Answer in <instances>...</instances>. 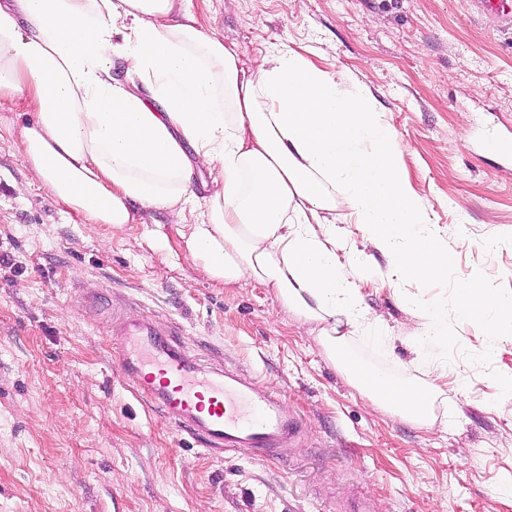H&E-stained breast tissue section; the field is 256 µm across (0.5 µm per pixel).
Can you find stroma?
I'll return each mask as SVG.
<instances>
[{
  "label": "stroma",
  "instance_id": "obj_1",
  "mask_svg": "<svg viewBox=\"0 0 512 512\" xmlns=\"http://www.w3.org/2000/svg\"><path fill=\"white\" fill-rule=\"evenodd\" d=\"M240 60L282 48L352 72L404 149L413 189L442 200L435 222L453 256L425 296L448 306V374L434 428L372 405L329 362L274 293L250 279L212 281L186 248L189 225L138 212L122 232L53 198L17 150L24 98L0 102V512H512V340L460 319L473 273L512 295V34L467 0H182ZM502 246L486 248L487 240ZM407 281L369 282L362 307L391 327L349 351L393 378L426 367L412 352ZM96 301L85 304L84 296ZM173 328L206 367L235 369L278 392L301 436L280 460L217 455L135 394L113 355L114 316Z\"/></svg>",
  "mask_w": 512,
  "mask_h": 512
}]
</instances>
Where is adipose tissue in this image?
Listing matches in <instances>:
<instances>
[{
	"label": "adipose tissue",
	"mask_w": 512,
	"mask_h": 512,
	"mask_svg": "<svg viewBox=\"0 0 512 512\" xmlns=\"http://www.w3.org/2000/svg\"><path fill=\"white\" fill-rule=\"evenodd\" d=\"M116 54L148 96L113 83ZM16 97L35 109L18 131L21 160L88 223L121 230L135 204L183 223L201 201L195 169L214 170L187 241L207 275L272 289L374 405L436 425L448 322L421 290L446 275L448 244L401 168L397 132L355 76L289 48L243 69L236 46L181 0H0V100ZM340 208L387 254L391 274L417 287L403 304L421 321L411 343L426 380L393 379L347 352L359 326L381 344L390 335L361 312V286L378 273L345 247ZM456 310L486 335H512V295L481 277L459 288Z\"/></svg>",
	"instance_id": "obj_1"
}]
</instances>
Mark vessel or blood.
Here are the masks:
<instances>
[{"mask_svg": "<svg viewBox=\"0 0 512 512\" xmlns=\"http://www.w3.org/2000/svg\"><path fill=\"white\" fill-rule=\"evenodd\" d=\"M470 10L502 33L512 31V0H469ZM119 367L138 392L210 449L280 459L301 432L281 396L243 374L203 366L153 320L126 317L111 328Z\"/></svg>", "mask_w": 512, "mask_h": 512, "instance_id": "b4317fda", "label": "vessel or blood"}]
</instances>
